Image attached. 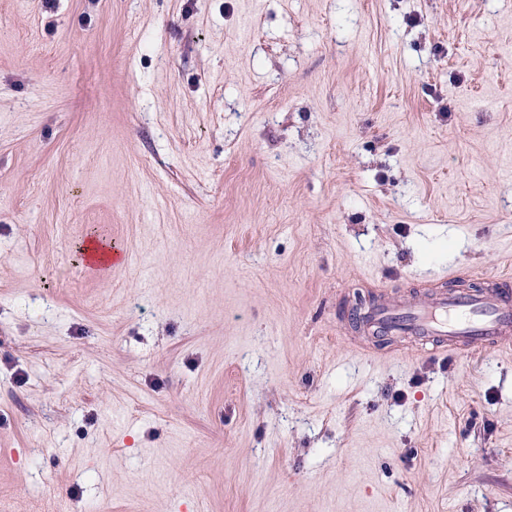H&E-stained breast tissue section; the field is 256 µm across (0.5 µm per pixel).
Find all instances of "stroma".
Wrapping results in <instances>:
<instances>
[{
	"instance_id": "35a3bbf8",
	"label": "stroma",
	"mask_w": 512,
	"mask_h": 512,
	"mask_svg": "<svg viewBox=\"0 0 512 512\" xmlns=\"http://www.w3.org/2000/svg\"><path fill=\"white\" fill-rule=\"evenodd\" d=\"M441 264L512 269V0H0V512H512V347L356 344Z\"/></svg>"
}]
</instances>
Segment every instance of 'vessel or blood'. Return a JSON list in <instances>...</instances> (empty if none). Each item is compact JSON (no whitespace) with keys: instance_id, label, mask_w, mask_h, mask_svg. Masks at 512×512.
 Masks as SVG:
<instances>
[{"instance_id":"b4317fda","label":"vessel or blood","mask_w":512,"mask_h":512,"mask_svg":"<svg viewBox=\"0 0 512 512\" xmlns=\"http://www.w3.org/2000/svg\"><path fill=\"white\" fill-rule=\"evenodd\" d=\"M443 290L408 302L381 301L362 320L359 329L371 339L411 335L436 352L499 349L512 341V276L483 278L481 288L454 289L458 274H434Z\"/></svg>"}]
</instances>
